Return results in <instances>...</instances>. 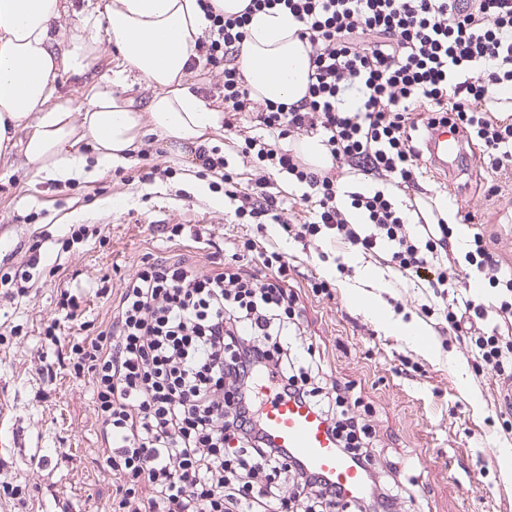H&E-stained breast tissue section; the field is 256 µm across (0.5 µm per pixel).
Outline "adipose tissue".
Segmentation results:
<instances>
[{
    "label": "adipose tissue",
    "instance_id": "1",
    "mask_svg": "<svg viewBox=\"0 0 512 512\" xmlns=\"http://www.w3.org/2000/svg\"><path fill=\"white\" fill-rule=\"evenodd\" d=\"M66 0H0V159H22L34 176L94 179L137 151L146 134L194 147L224 126V115L184 83L211 20L197 0H100L82 19L83 34L61 43L55 25ZM285 10L255 13L240 48L243 76L259 100L294 103L307 92L308 44ZM106 32L120 57L114 86L98 87L78 108L54 103L57 82L81 73ZM150 89L145 109L120 93L127 78ZM90 142L95 165L77 148Z\"/></svg>",
    "mask_w": 512,
    "mask_h": 512
}]
</instances>
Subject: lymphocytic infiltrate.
<instances>
[{"mask_svg":"<svg viewBox=\"0 0 512 512\" xmlns=\"http://www.w3.org/2000/svg\"><path fill=\"white\" fill-rule=\"evenodd\" d=\"M279 6L297 18L311 48L308 92L292 104L266 103L260 135L244 144L304 192L225 190L235 217L283 224L303 198L308 216L283 224L293 238L328 236L366 253L383 247L389 267L405 275L457 263L447 218L438 217L436 231L402 235L395 195L418 190L420 142L439 121L460 126L483 168L512 163V106L501 101L512 91V0H249L241 14L212 13L216 36L201 43L191 66L223 74L225 127L255 105L238 61L249 20ZM301 128L322 137L331 167L313 168L296 149L265 140ZM342 166L378 184L351 196L371 233H360L342 208L335 174ZM494 242V234L475 233L462 259L499 290L498 304L449 301L454 286L442 275L428 286L444 303L437 333L488 323L471 337V351L502 377L512 405V265ZM227 250L256 255L259 277L152 258L125 282L96 336L71 346L74 373L91 376L106 460L119 477L114 512H327L339 504L333 483L262 432L254 393L262 374L280 395L308 402L343 453L369 463L342 388L327 384L320 363L302 359L290 339L301 312L283 285L282 254L251 237L229 241Z\"/></svg>","mask_w":512,"mask_h":512,"instance_id":"lymphocytic-infiltrate-1","label":"lymphocytic infiltrate"}]
</instances>
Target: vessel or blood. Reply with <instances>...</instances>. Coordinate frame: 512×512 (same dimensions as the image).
Returning a JSON list of instances; mask_svg holds the SVG:
<instances>
[{"mask_svg": "<svg viewBox=\"0 0 512 512\" xmlns=\"http://www.w3.org/2000/svg\"><path fill=\"white\" fill-rule=\"evenodd\" d=\"M425 147L432 165L440 170L459 168L465 162L463 136L450 131L448 124L431 127ZM260 415L265 433L275 446L287 449L290 457L305 468L328 476L345 498L363 493V470L340 452L325 421L309 404L267 392L261 399Z\"/></svg>", "mask_w": 512, "mask_h": 512, "instance_id": "obj_1", "label": "vessel or blood"}]
</instances>
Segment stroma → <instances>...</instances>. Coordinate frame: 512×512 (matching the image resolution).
I'll use <instances>...</instances> for the list:
<instances>
[{
    "label": "stroma",
    "instance_id": "stroma-1",
    "mask_svg": "<svg viewBox=\"0 0 512 512\" xmlns=\"http://www.w3.org/2000/svg\"><path fill=\"white\" fill-rule=\"evenodd\" d=\"M118 65L117 50L106 47L83 73L64 74L60 101L79 104L91 87L105 84ZM256 115L240 114L235 128L210 134L226 169L198 172L194 153L178 154L169 141L148 134L132 160L89 181L38 180L21 165H0V232L11 248L0 262V512H112L116 481L103 452L88 378L69 366L73 343L95 336L110 307L91 287L121 288L142 262L156 255H180L209 273L232 266L256 273L247 255L229 260V240L259 237L263 247L284 253L286 286L302 312L297 342L311 347L326 375L349 389V414L371 435L370 471L376 478L400 471L393 512H512V484L501 479L499 451L512 452V406L501 396L496 375L469 353L470 340L438 336L424 310L427 291L358 248L320 238L300 243L280 227L238 223L224 196L225 175L241 187L268 180L272 190L301 194L287 175L274 174L237 146L255 134ZM160 169L154 182L140 179L145 164ZM478 167L440 178L424 170L415 201L426 222L434 210L460 213L468 232L484 228L497 235V249L512 257V166L487 174L509 184L505 194L487 198L478 187ZM93 231L67 245L69 228ZM178 224L182 233L166 241L160 225ZM40 263L28 295L18 296L6 277L26 268L29 245ZM347 264L338 271L337 260ZM377 269L378 280L363 277ZM328 281L329 292L314 285ZM79 296L83 315L60 325V338L43 336L56 317L57 291ZM376 297L394 318L416 322L431 350L408 343L354 307L360 296Z\"/></svg>",
    "mask_w": 512,
    "mask_h": 512
}]
</instances>
